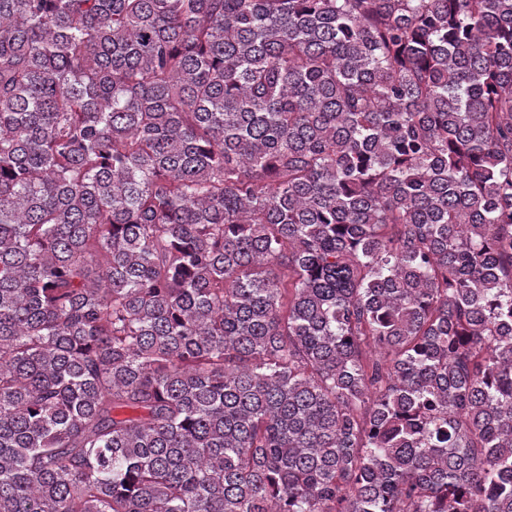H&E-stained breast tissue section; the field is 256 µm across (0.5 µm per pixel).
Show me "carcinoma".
I'll return each mask as SVG.
<instances>
[{"instance_id":"cac0c4a2","label":"carcinoma","mask_w":512,"mask_h":512,"mask_svg":"<svg viewBox=\"0 0 512 512\" xmlns=\"http://www.w3.org/2000/svg\"><path fill=\"white\" fill-rule=\"evenodd\" d=\"M0 512H512V0H0Z\"/></svg>"}]
</instances>
